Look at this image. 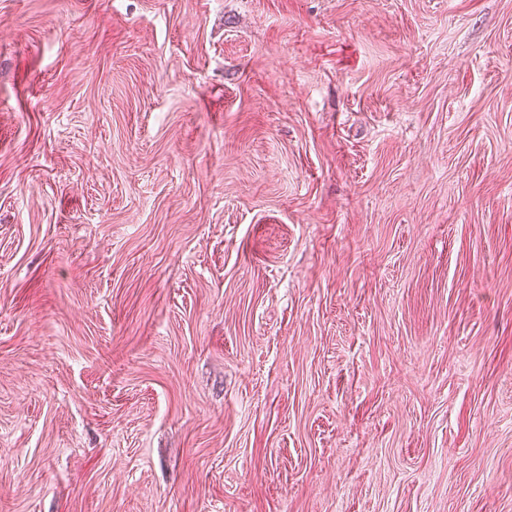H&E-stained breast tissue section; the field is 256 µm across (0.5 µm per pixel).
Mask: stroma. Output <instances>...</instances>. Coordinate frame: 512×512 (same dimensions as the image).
<instances>
[{"label":"stroma","mask_w":512,"mask_h":512,"mask_svg":"<svg viewBox=\"0 0 512 512\" xmlns=\"http://www.w3.org/2000/svg\"><path fill=\"white\" fill-rule=\"evenodd\" d=\"M0 512H512V0H0Z\"/></svg>","instance_id":"obj_1"}]
</instances>
